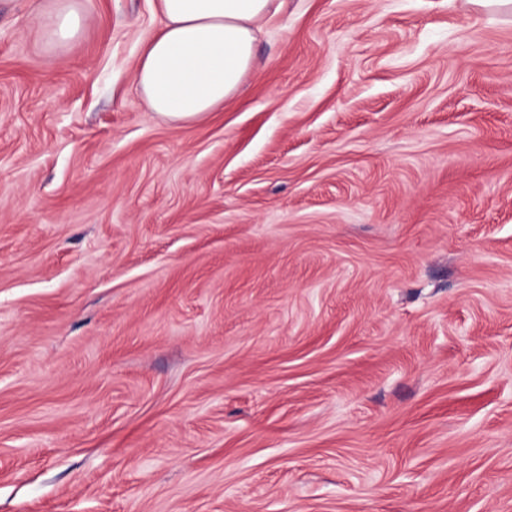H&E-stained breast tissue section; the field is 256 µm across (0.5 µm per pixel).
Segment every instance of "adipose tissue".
I'll return each mask as SVG.
<instances>
[{"label": "adipose tissue", "mask_w": 512, "mask_h": 512, "mask_svg": "<svg viewBox=\"0 0 512 512\" xmlns=\"http://www.w3.org/2000/svg\"><path fill=\"white\" fill-rule=\"evenodd\" d=\"M161 25L142 47L135 82L152 112L192 122L223 105L254 62L255 25L276 0H158ZM85 20L75 0H54L39 18L48 46L77 38Z\"/></svg>", "instance_id": "ef3b65f1"}]
</instances>
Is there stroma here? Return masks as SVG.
Instances as JSON below:
<instances>
[{
  "mask_svg": "<svg viewBox=\"0 0 512 512\" xmlns=\"http://www.w3.org/2000/svg\"><path fill=\"white\" fill-rule=\"evenodd\" d=\"M0 0V512H512V8L282 0L192 123L157 0ZM54 2L51 11L40 16V27L48 46L64 47L80 34L85 16L73 0Z\"/></svg>",
  "mask_w": 512,
  "mask_h": 512,
  "instance_id": "obj_1",
  "label": "stroma"
}]
</instances>
